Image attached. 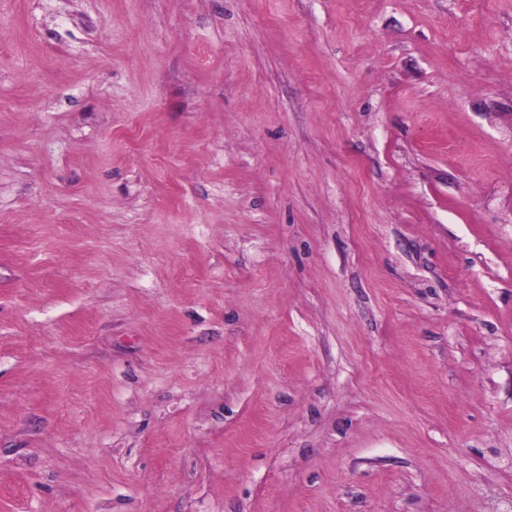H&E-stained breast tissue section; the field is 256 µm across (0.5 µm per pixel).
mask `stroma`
Returning a JSON list of instances; mask_svg holds the SVG:
<instances>
[{
  "mask_svg": "<svg viewBox=\"0 0 512 512\" xmlns=\"http://www.w3.org/2000/svg\"><path fill=\"white\" fill-rule=\"evenodd\" d=\"M0 512H512V0H0Z\"/></svg>",
  "mask_w": 512,
  "mask_h": 512,
  "instance_id": "stroma-1",
  "label": "stroma"
}]
</instances>
